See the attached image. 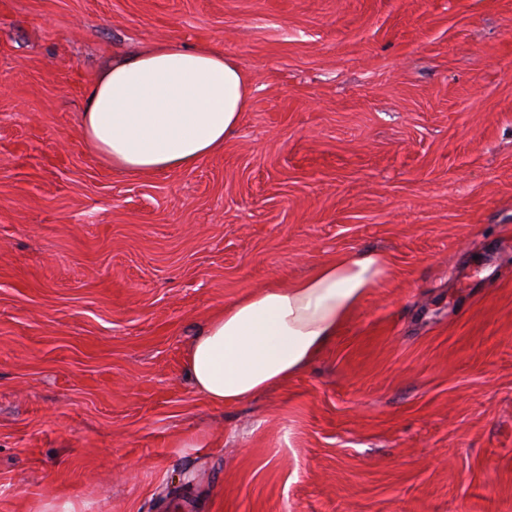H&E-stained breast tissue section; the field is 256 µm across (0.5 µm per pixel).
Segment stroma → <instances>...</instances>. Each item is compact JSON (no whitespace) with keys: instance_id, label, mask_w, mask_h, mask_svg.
<instances>
[{"instance_id":"obj_1","label":"stroma","mask_w":512,"mask_h":512,"mask_svg":"<svg viewBox=\"0 0 512 512\" xmlns=\"http://www.w3.org/2000/svg\"><path fill=\"white\" fill-rule=\"evenodd\" d=\"M252 81L221 154L84 140L138 45ZM386 253L335 342L231 407L198 329ZM512 512V0H0V512Z\"/></svg>"}]
</instances>
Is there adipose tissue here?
Here are the masks:
<instances>
[{"label":"adipose tissue","instance_id":"obj_1","mask_svg":"<svg viewBox=\"0 0 512 512\" xmlns=\"http://www.w3.org/2000/svg\"><path fill=\"white\" fill-rule=\"evenodd\" d=\"M249 77L222 48L170 39L112 59L86 91L81 127L113 167L189 170L218 154L249 106ZM390 273L385 253H349L245 294L212 316L187 355L195 388L232 406L307 368Z\"/></svg>","mask_w":512,"mask_h":512}]
</instances>
